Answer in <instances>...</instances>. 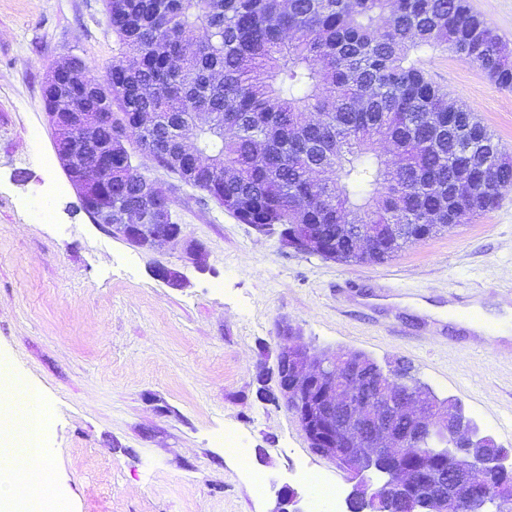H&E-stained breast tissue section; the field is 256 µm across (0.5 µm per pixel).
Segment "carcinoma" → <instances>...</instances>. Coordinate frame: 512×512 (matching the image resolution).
I'll list each match as a JSON object with an SVG mask.
<instances>
[{"instance_id": "obj_1", "label": "carcinoma", "mask_w": 512, "mask_h": 512, "mask_svg": "<svg viewBox=\"0 0 512 512\" xmlns=\"http://www.w3.org/2000/svg\"><path fill=\"white\" fill-rule=\"evenodd\" d=\"M120 56L98 127L139 148L191 137L213 191L243 224H317L338 260L357 224H399L372 262L421 240L431 213L457 224L512 190V157L474 112L448 106L413 55L443 48L512 88V49L466 0H105ZM150 112L147 127L133 121ZM453 119H448V113ZM224 121L217 136L207 114ZM392 143L391 163L379 145ZM87 175L114 202L145 173ZM505 448L492 477L512 486Z\"/></svg>"}]
</instances>
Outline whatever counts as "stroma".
Instances as JSON below:
<instances>
[{
  "mask_svg": "<svg viewBox=\"0 0 512 512\" xmlns=\"http://www.w3.org/2000/svg\"><path fill=\"white\" fill-rule=\"evenodd\" d=\"M118 53L104 0H0V356L53 411L54 487L70 512H274L290 487L311 512L308 471L352 484L314 455L295 415L258 397L276 391L283 326L314 352L402 359L439 398L512 448V338L471 340L448 307L512 317V191L497 206L379 264L342 263L259 235L199 191L173 196L179 224L207 248L204 265L111 235L83 210L55 152L44 109L65 56L105 79ZM448 99L470 108L512 155V91L443 49L418 56ZM37 203L49 221L28 211ZM167 264L180 287L157 279ZM405 292L369 306L377 287ZM239 435L240 464L225 448Z\"/></svg>",
  "mask_w": 512,
  "mask_h": 512,
  "instance_id": "35a3bbf8",
  "label": "stroma"
}]
</instances>
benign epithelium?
Here are the masks:
<instances>
[{"instance_id":"obj_1","label":"benign epithelium","mask_w":512,"mask_h":512,"mask_svg":"<svg viewBox=\"0 0 512 512\" xmlns=\"http://www.w3.org/2000/svg\"><path fill=\"white\" fill-rule=\"evenodd\" d=\"M81 85L85 94L71 99L69 111L48 112L49 123L65 127L66 132H81L71 151L55 143V152L77 194L87 193L91 186L78 178L76 169L83 164L104 159L112 162V145L97 135V124L86 111L87 96L106 98L101 85L87 76L82 64L74 58L58 62L46 80L51 85L62 76ZM213 168L200 163L187 164L176 170L182 186L199 188L211 175ZM135 204L95 202L92 219L106 226L114 235L127 241H140L141 234L149 237V247L159 244L182 246V260L198 264L204 247L184 238L182 225L176 223L172 202L158 191L157 183L144 178L139 186ZM302 233H288L291 244L300 243L307 252L318 256L330 255L322 245L318 227L301 225ZM377 235L376 225L361 230L353 249L364 263L373 253ZM293 333L282 337L277 363V384L284 403L293 407L297 418L304 420L309 448L325 456L318 441L331 448L330 457L356 481L354 493L374 504L385 496H393L413 487L411 465L401 462L405 448L419 446L438 436L450 441L455 459L470 452L475 444L486 443L489 437L479 438L471 424L460 420L455 410L434 405L411 396L398 377L384 370L381 374L349 354H316L294 343ZM409 421L405 430L394 428L399 418ZM438 464L437 479L447 483L452 492L436 494V512H470L474 502L491 500L496 512H512V489L493 483L487 464L459 471L443 457L434 458ZM383 470L386 480L376 485L370 474Z\"/></svg>"}]
</instances>
